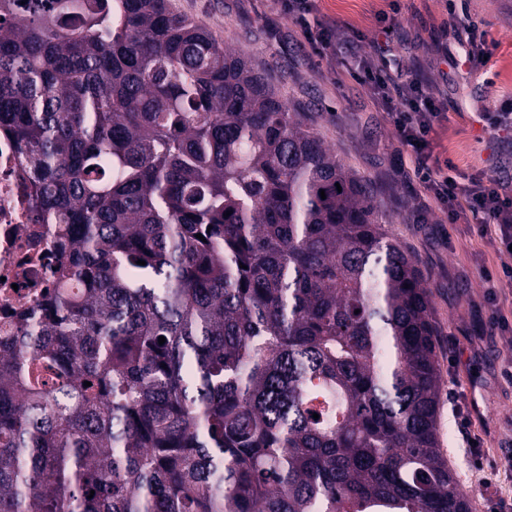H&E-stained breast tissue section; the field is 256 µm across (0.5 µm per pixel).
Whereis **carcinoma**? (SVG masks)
Returning a JSON list of instances; mask_svg holds the SVG:
<instances>
[{
  "label": "carcinoma",
  "mask_w": 512,
  "mask_h": 512,
  "mask_svg": "<svg viewBox=\"0 0 512 512\" xmlns=\"http://www.w3.org/2000/svg\"><path fill=\"white\" fill-rule=\"evenodd\" d=\"M0 128L65 255L0 335V512H471L425 279L244 54L167 0H0Z\"/></svg>",
  "instance_id": "obj_1"
}]
</instances>
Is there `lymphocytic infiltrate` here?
Returning <instances> with one entry per match:
<instances>
[{"label":"lymphocytic infiltrate","mask_w":512,"mask_h":512,"mask_svg":"<svg viewBox=\"0 0 512 512\" xmlns=\"http://www.w3.org/2000/svg\"><path fill=\"white\" fill-rule=\"evenodd\" d=\"M273 2L303 28L318 56L342 53L357 59L352 77L367 86L379 109L388 112L415 177L442 206L449 223L479 222L482 232L493 233L498 250L512 249V196L501 192L496 179L480 174L462 183L454 175L452 161L431 163L432 136L446 120L448 106L419 72L403 69L381 46L371 54H360L362 31L339 21L317 19L316 0Z\"/></svg>","instance_id":"obj_1"}]
</instances>
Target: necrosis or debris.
Listing matches in <instances>:
<instances>
[{"label": "necrosis or debris", "mask_w": 512, "mask_h": 512, "mask_svg": "<svg viewBox=\"0 0 512 512\" xmlns=\"http://www.w3.org/2000/svg\"><path fill=\"white\" fill-rule=\"evenodd\" d=\"M62 259L57 226L39 205L20 146L0 129V334L54 291Z\"/></svg>", "instance_id": "obj_1"}]
</instances>
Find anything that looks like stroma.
I'll return each mask as SVG.
<instances>
[{"label": "stroma", "instance_id": "35a3bbf8", "mask_svg": "<svg viewBox=\"0 0 512 512\" xmlns=\"http://www.w3.org/2000/svg\"><path fill=\"white\" fill-rule=\"evenodd\" d=\"M469 20L479 23L493 52L488 71L460 78L461 48L451 26L448 0H400L393 42L408 68H420L448 100V120L432 143V155L451 159L459 173L512 179V148L493 136L479 114L500 105L512 91V0H464ZM170 8L209 31L219 42L243 52L266 76L275 94L311 115L315 131L358 174L382 186L378 204L387 229L415 257L430 289L437 329L436 354L443 379L438 429L441 446L460 488L479 482L472 512H498L512 504V288L487 299L485 272L512 267V254L496 250L474 224H452L415 179L409 156L386 113L349 74L353 59L325 61L301 29L277 13L271 0H168ZM385 0H319L321 16L349 22L366 38L370 53L377 33L374 12ZM428 201L426 222L419 203ZM478 392L482 418L461 431L458 413H470Z\"/></svg>", "mask_w": 512, "mask_h": 512}]
</instances>
